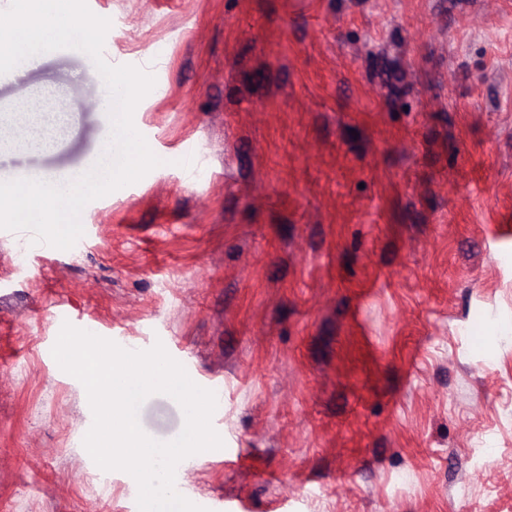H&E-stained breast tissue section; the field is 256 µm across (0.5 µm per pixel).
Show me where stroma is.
<instances>
[{
    "label": "stroma",
    "mask_w": 512,
    "mask_h": 512,
    "mask_svg": "<svg viewBox=\"0 0 512 512\" xmlns=\"http://www.w3.org/2000/svg\"><path fill=\"white\" fill-rule=\"evenodd\" d=\"M115 64L153 73L159 166L40 249L0 230V512H138L83 445L63 323L190 358L223 448L180 493L223 512H512V0H87ZM165 51H157V44ZM66 105L0 181L92 167V60L0 75ZM159 441L184 413L154 395Z\"/></svg>",
    "instance_id": "stroma-1"
}]
</instances>
